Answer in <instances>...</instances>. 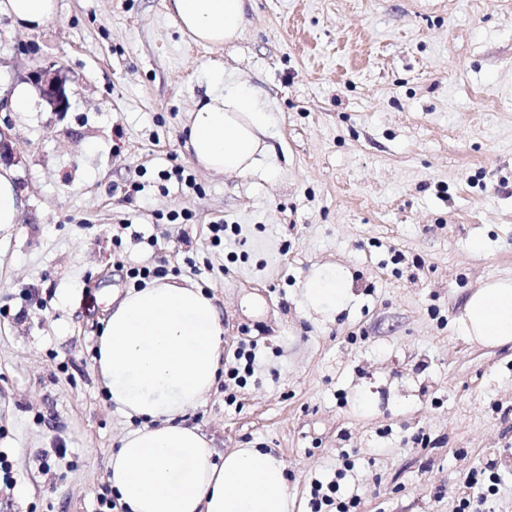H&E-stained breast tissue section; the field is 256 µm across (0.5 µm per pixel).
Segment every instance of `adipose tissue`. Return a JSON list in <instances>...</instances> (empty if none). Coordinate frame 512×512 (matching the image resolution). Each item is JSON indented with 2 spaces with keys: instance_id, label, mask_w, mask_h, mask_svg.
Returning a JSON list of instances; mask_svg holds the SVG:
<instances>
[{
  "instance_id": "obj_1",
  "label": "adipose tissue",
  "mask_w": 512,
  "mask_h": 512,
  "mask_svg": "<svg viewBox=\"0 0 512 512\" xmlns=\"http://www.w3.org/2000/svg\"><path fill=\"white\" fill-rule=\"evenodd\" d=\"M250 0H171L181 29L218 46L239 39ZM34 31L57 16V0H0V17ZM251 87L225 88L212 69L206 97L189 112L186 147L206 171L245 176L272 159L269 113ZM354 297L342 272L318 270L303 286L306 306L331 315ZM466 336L512 344V279H494L467 297ZM224 351V321L203 289L156 279L111 304L96 365L109 401L137 421L111 452L105 478L124 512H288L287 466L272 451L218 453L188 413L213 389Z\"/></svg>"
}]
</instances>
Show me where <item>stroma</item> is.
Here are the masks:
<instances>
[{
    "mask_svg": "<svg viewBox=\"0 0 512 512\" xmlns=\"http://www.w3.org/2000/svg\"><path fill=\"white\" fill-rule=\"evenodd\" d=\"M58 62L65 112L31 80ZM216 67L272 116L276 155L247 176L184 146ZM0 135L22 201L0 233V512H102L135 424L97 342L144 266L215 296L225 365L256 343L254 373L220 375L188 421L217 451L280 455L289 512L318 483L355 512H457L490 459L500 482L467 512H512V346L462 330L469 294L512 278V0H251L222 46L167 0H59L37 31L0 18ZM325 266L356 295L330 319L301 296Z\"/></svg>",
    "mask_w": 512,
    "mask_h": 512,
    "instance_id": "1",
    "label": "stroma"
}]
</instances>
